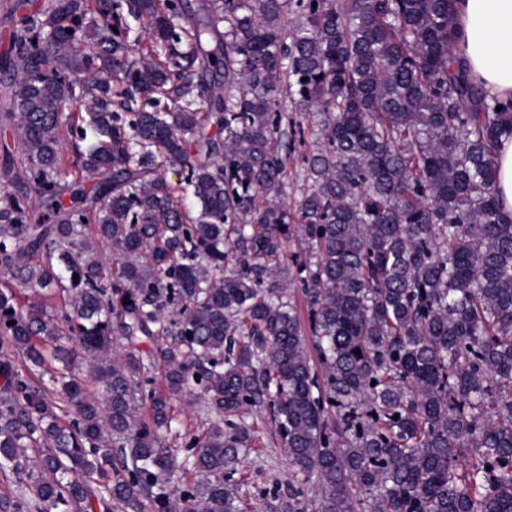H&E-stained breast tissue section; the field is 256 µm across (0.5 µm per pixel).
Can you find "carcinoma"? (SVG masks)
I'll list each match as a JSON object with an SVG mask.
<instances>
[{"mask_svg":"<svg viewBox=\"0 0 512 512\" xmlns=\"http://www.w3.org/2000/svg\"><path fill=\"white\" fill-rule=\"evenodd\" d=\"M453 2L47 0L15 18L0 471L20 493L0 512H248L229 480L258 410L316 477L274 512H512V214L495 193L512 102L460 61ZM63 128L89 190L61 182ZM18 288L68 310H24ZM197 393L215 419L181 459L172 404Z\"/></svg>","mask_w":512,"mask_h":512,"instance_id":"1","label":"carcinoma"}]
</instances>
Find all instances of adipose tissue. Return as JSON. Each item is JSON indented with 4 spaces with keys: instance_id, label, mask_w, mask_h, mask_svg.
<instances>
[{
    "instance_id": "adipose-tissue-1",
    "label": "adipose tissue",
    "mask_w": 512,
    "mask_h": 512,
    "mask_svg": "<svg viewBox=\"0 0 512 512\" xmlns=\"http://www.w3.org/2000/svg\"><path fill=\"white\" fill-rule=\"evenodd\" d=\"M456 44L471 76L512 100V0H454Z\"/></svg>"
}]
</instances>
